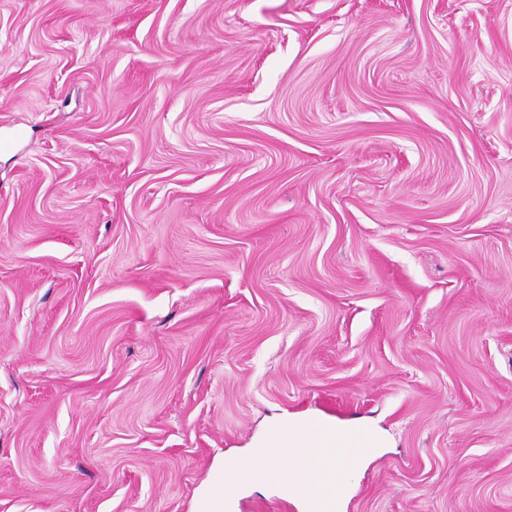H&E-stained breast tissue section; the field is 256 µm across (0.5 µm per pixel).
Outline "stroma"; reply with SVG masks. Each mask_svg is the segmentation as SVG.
<instances>
[{
  "label": "stroma",
  "mask_w": 512,
  "mask_h": 512,
  "mask_svg": "<svg viewBox=\"0 0 512 512\" xmlns=\"http://www.w3.org/2000/svg\"><path fill=\"white\" fill-rule=\"evenodd\" d=\"M341 512H512V0H0V512H192L275 414Z\"/></svg>",
  "instance_id": "35a3bbf8"
}]
</instances>
